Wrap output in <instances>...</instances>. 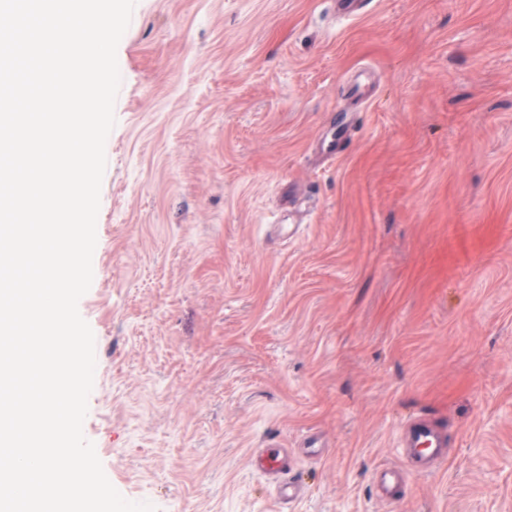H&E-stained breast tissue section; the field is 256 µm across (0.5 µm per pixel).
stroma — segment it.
<instances>
[{
  "instance_id": "stroma-1",
  "label": "stroma",
  "mask_w": 512,
  "mask_h": 512,
  "mask_svg": "<svg viewBox=\"0 0 512 512\" xmlns=\"http://www.w3.org/2000/svg\"><path fill=\"white\" fill-rule=\"evenodd\" d=\"M78 303L157 512H512V0H137ZM343 151L330 154L337 128ZM445 458L397 502L409 420ZM278 445L283 503L250 456ZM405 474L401 468L379 467L375 472V482L381 497L391 499L397 487L403 482Z\"/></svg>"
}]
</instances>
